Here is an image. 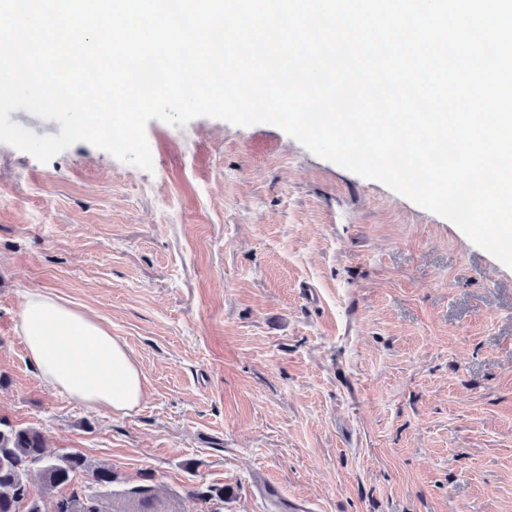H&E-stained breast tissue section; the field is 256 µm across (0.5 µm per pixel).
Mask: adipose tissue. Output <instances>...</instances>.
Here are the masks:
<instances>
[{"instance_id": "adipose-tissue-1", "label": "adipose tissue", "mask_w": 512, "mask_h": 512, "mask_svg": "<svg viewBox=\"0 0 512 512\" xmlns=\"http://www.w3.org/2000/svg\"><path fill=\"white\" fill-rule=\"evenodd\" d=\"M20 329L40 376L71 399L115 412L142 401L143 376L128 349L88 315L31 290L24 295Z\"/></svg>"}]
</instances>
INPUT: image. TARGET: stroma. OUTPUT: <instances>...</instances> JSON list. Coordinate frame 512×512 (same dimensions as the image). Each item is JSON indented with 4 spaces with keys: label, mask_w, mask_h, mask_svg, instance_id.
Here are the masks:
<instances>
[{
    "label": "stroma",
    "mask_w": 512,
    "mask_h": 512,
    "mask_svg": "<svg viewBox=\"0 0 512 512\" xmlns=\"http://www.w3.org/2000/svg\"><path fill=\"white\" fill-rule=\"evenodd\" d=\"M154 169L0 144V421L111 467L100 512H512V268L270 124L153 119ZM42 290L144 377L123 414L39 375Z\"/></svg>",
    "instance_id": "obj_1"
}]
</instances>
